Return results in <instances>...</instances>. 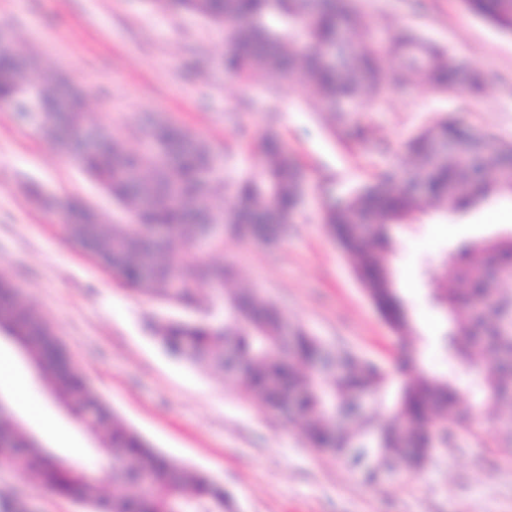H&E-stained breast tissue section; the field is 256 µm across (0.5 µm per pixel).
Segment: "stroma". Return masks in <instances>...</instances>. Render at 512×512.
<instances>
[{
  "label": "stroma",
  "instance_id": "35a3bbf8",
  "mask_svg": "<svg viewBox=\"0 0 512 512\" xmlns=\"http://www.w3.org/2000/svg\"><path fill=\"white\" fill-rule=\"evenodd\" d=\"M362 37L420 36L466 60L484 78L476 94L434 92L410 74L387 98L352 112L316 106L312 90L255 72L240 79L222 64L226 35L188 11L169 13L145 0H0V29L39 69L59 71L88 93L91 123L133 152L145 149L142 118L163 117L205 138L223 157L225 188L263 167L261 133L276 132L305 173L304 203L274 246L235 238L206 247L210 264H230L226 291L258 289L289 320L323 342L395 370L412 351L416 370L460 384L487 367L449 358L440 339L450 318L430 299L429 277L444 274L459 242L512 232L493 221L512 211V195H493L450 216L439 210L391 229V268L411 330L394 333L381 318L323 222L327 204L406 164L405 141L442 117L512 142V35L467 13L460 0H358ZM79 198L106 223L123 213L101 184L61 146L0 109V273L54 329L72 363L127 426L174 463L223 484L234 512H512V464L501 460L496 421L486 415L438 451L415 477L375 488L335 457L310 448L299 430L264 410L238 379L171 354L159 339L169 321L206 315L210 290L184 306L125 284L65 239L61 208ZM41 419L11 389L0 399L41 444L63 461L100 471V442L78 427L23 356L15 358ZM68 431L78 456L56 442ZM17 512H87L35 481L25 467L0 463V505Z\"/></svg>",
  "mask_w": 512,
  "mask_h": 512
}]
</instances>
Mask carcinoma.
I'll use <instances>...</instances> for the list:
<instances>
[{
	"label": "carcinoma",
	"instance_id": "cac0c4a2",
	"mask_svg": "<svg viewBox=\"0 0 512 512\" xmlns=\"http://www.w3.org/2000/svg\"><path fill=\"white\" fill-rule=\"evenodd\" d=\"M164 10H187L222 25L228 44L224 69L238 77L254 70L310 86L318 99L359 103L364 94H385L394 82L382 65L387 56L395 71L423 70L431 87L449 91L463 58L416 35L387 44L357 41L361 15L355 0H151ZM470 14L512 35V0H462ZM34 61L17 50L0 52V108L24 114L43 135L79 155L86 173L110 193L127 214L126 222L105 231L98 212L80 201L65 211L63 229L94 250L120 278L158 292L165 281L185 284L212 281L215 313L201 322L172 321L160 339L172 354L193 363L207 362L237 377L268 412L286 413L307 444L349 464L367 483L376 484L401 472L416 474L426 465L435 442L447 445L458 431L490 410L498 412L499 448L512 457V242L458 247L452 276L438 281V302L455 311L466 309L443 336L449 357L474 361L477 349L492 360L469 395L449 377L414 372L407 355L394 381L391 372L356 356H341L323 347L302 325L291 323L276 305L255 289L224 295L233 268L214 271L206 262L176 259L163 242L177 237L188 247L200 224H232L240 240L265 234L266 244L279 240L304 202V175L288 147L275 134L261 137L257 149L264 167L257 177L238 181L230 200L214 194L221 179V160L203 138L172 123L150 121L152 137L142 154L129 153L106 129L99 145L85 153L78 136L87 123L83 95L60 101L61 77L51 71L40 82L28 78ZM458 144L441 154L436 140ZM412 160L409 179H421L427 192L416 195L395 187L396 171L356 189L346 203L326 209L324 223L350 260L372 304L398 335L410 330L406 305L390 269L391 226L407 224L429 207L464 211L492 194H512V170L498 163L512 155V143L493 151V162L476 182L469 160L488 149L485 137L447 119L420 129L406 142ZM371 225L355 233L354 224ZM150 268L154 277L142 275ZM288 336H283L284 327ZM0 330L30 343L43 364L44 379L69 413L87 432L104 435L115 450L112 481L134 485L142 474L148 488L129 494H103L101 482L49 453L0 405V439L23 451L32 476L57 494L90 512H229L224 489L203 472L179 466L150 448L134 430L121 424L111 408L88 385L70 361L63 343L31 303L9 284L0 285ZM385 415L387 420L378 422Z\"/></svg>",
	"mask_w": 512,
	"mask_h": 512
}]
</instances>
